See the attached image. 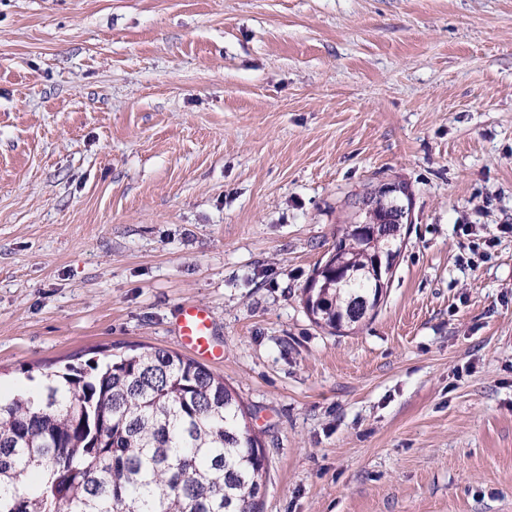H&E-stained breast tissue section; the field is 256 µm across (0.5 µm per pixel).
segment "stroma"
<instances>
[{"instance_id":"35a3bbf8","label":"stroma","mask_w":512,"mask_h":512,"mask_svg":"<svg viewBox=\"0 0 512 512\" xmlns=\"http://www.w3.org/2000/svg\"><path fill=\"white\" fill-rule=\"evenodd\" d=\"M375 315L304 288L381 181ZM209 363L261 512H512V0H0V397L68 357ZM390 248V251L386 254L385 258H382L380 255L375 260V273L373 272V276L376 278V282L378 288H386L387 284H389L393 269L396 265L397 258V249L400 244L397 243L396 249L392 250V245L387 244ZM213 319L205 307L187 304L178 313L175 336L183 347L209 361H222L224 351L213 344Z\"/></svg>"}]
</instances>
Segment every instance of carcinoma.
Masks as SVG:
<instances>
[{
    "mask_svg": "<svg viewBox=\"0 0 512 512\" xmlns=\"http://www.w3.org/2000/svg\"><path fill=\"white\" fill-rule=\"evenodd\" d=\"M347 246L346 278L308 293L336 330L376 296V239ZM0 399V512H259L268 456L241 397L199 362L164 348L69 363Z\"/></svg>",
    "mask_w": 512,
    "mask_h": 512,
    "instance_id": "cac0c4a2",
    "label": "carcinoma"
}]
</instances>
